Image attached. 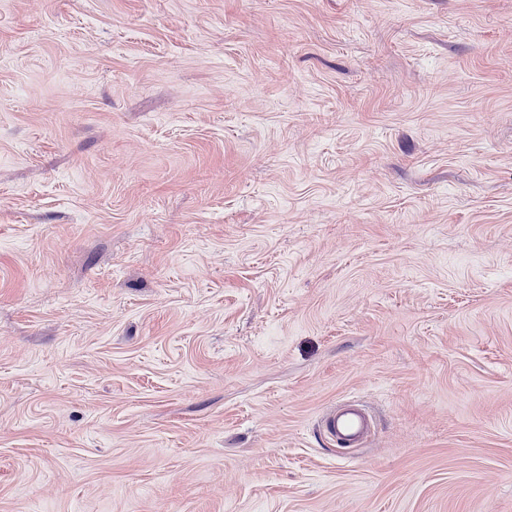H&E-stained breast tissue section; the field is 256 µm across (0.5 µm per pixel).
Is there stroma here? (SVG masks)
Listing matches in <instances>:
<instances>
[{
	"instance_id": "obj_1",
	"label": "stroma",
	"mask_w": 512,
	"mask_h": 512,
	"mask_svg": "<svg viewBox=\"0 0 512 512\" xmlns=\"http://www.w3.org/2000/svg\"><path fill=\"white\" fill-rule=\"evenodd\" d=\"M0 512H512V0H0ZM371 416L356 404L330 409L322 420L326 434L343 448H357L371 431Z\"/></svg>"
}]
</instances>
